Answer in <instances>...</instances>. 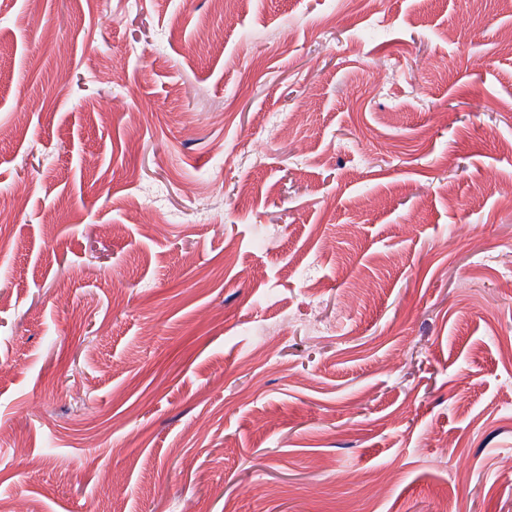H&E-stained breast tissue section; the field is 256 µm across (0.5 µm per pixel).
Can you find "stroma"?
<instances>
[{
  "label": "stroma",
  "mask_w": 512,
  "mask_h": 512,
  "mask_svg": "<svg viewBox=\"0 0 512 512\" xmlns=\"http://www.w3.org/2000/svg\"><path fill=\"white\" fill-rule=\"evenodd\" d=\"M0 196V512H512V0H0Z\"/></svg>",
  "instance_id": "35a3bbf8"
}]
</instances>
